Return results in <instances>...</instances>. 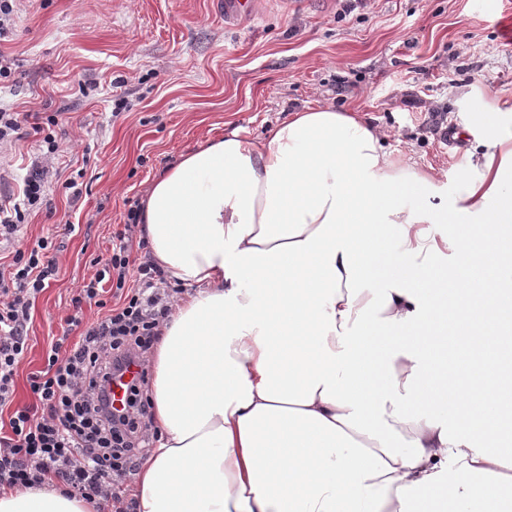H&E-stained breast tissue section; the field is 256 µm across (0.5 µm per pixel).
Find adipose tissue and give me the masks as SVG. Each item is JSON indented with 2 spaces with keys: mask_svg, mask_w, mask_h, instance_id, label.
<instances>
[{
  "mask_svg": "<svg viewBox=\"0 0 512 512\" xmlns=\"http://www.w3.org/2000/svg\"><path fill=\"white\" fill-rule=\"evenodd\" d=\"M452 204L438 172L395 164L357 111L291 113L184 154L152 184L139 234L189 286L149 356L154 446L136 512H512V329L499 250L479 283L431 233L512 223V113L470 117ZM394 248H386L387 239ZM64 487L0 490V512H103Z\"/></svg>",
  "mask_w": 512,
  "mask_h": 512,
  "instance_id": "adipose-tissue-1",
  "label": "adipose tissue"
}]
</instances>
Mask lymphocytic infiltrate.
I'll use <instances>...</instances> for the list:
<instances>
[{
	"instance_id": "f902f5d3",
	"label": "lymphocytic infiltrate",
	"mask_w": 512,
	"mask_h": 512,
	"mask_svg": "<svg viewBox=\"0 0 512 512\" xmlns=\"http://www.w3.org/2000/svg\"><path fill=\"white\" fill-rule=\"evenodd\" d=\"M56 121L50 114L25 124L9 106L0 105V143L29 139L38 149L22 200L0 204V240L12 239L52 182L60 151L50 131ZM128 221L102 267L77 287L73 312L52 343L45 367L30 375L35 405L16 409L9 434L0 436V487H37L54 478L77 495L111 502L112 512H135L134 501L122 497L118 484L150 445V403L144 396L149 376L141 374L129 386L126 408L119 414L110 409L108 387L129 363L145 364L173 296L164 272L152 263L131 266L138 211H129ZM58 271L57 263L45 260L36 248L15 250L9 271L0 270V407L13 400L31 308ZM131 274L137 282L133 288L126 285ZM111 286L125 293L112 306L105 299ZM87 305L103 309L104 317L87 321ZM74 332L79 335L75 342L70 339Z\"/></svg>"
}]
</instances>
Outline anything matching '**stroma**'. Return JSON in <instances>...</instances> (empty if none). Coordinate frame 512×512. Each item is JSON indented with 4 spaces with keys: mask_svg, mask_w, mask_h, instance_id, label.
<instances>
[{
    "mask_svg": "<svg viewBox=\"0 0 512 512\" xmlns=\"http://www.w3.org/2000/svg\"><path fill=\"white\" fill-rule=\"evenodd\" d=\"M0 51L18 63L0 103L58 113L51 132L62 147L16 246L47 242L61 273L31 309L0 422L33 403L28 377L44 367L76 288L185 153L234 129L264 138L308 107L358 110L390 132L394 154L440 172L429 199L440 206L466 173L463 116L512 108V0H262L253 18L231 23L224 0H25ZM85 80L93 87L83 94ZM431 108L459 132L458 149L434 134ZM31 154L27 139L0 145L7 197ZM73 178L77 199L63 187Z\"/></svg>",
    "mask_w": 512,
    "mask_h": 512,
    "instance_id": "35a3bbf8",
    "label": "stroma"
}]
</instances>
